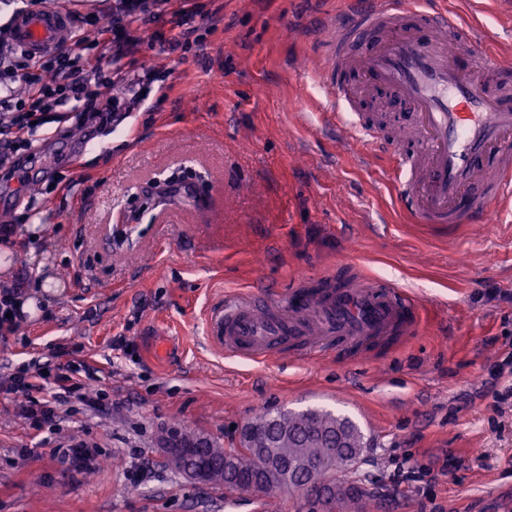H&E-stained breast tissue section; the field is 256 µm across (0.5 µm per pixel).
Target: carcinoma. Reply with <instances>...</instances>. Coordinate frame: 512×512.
Listing matches in <instances>:
<instances>
[{
	"mask_svg": "<svg viewBox=\"0 0 512 512\" xmlns=\"http://www.w3.org/2000/svg\"><path fill=\"white\" fill-rule=\"evenodd\" d=\"M249 429L265 448L255 449L248 443H241V447L251 452L250 467L229 482L225 481L224 471L221 470L224 456L229 451L237 454L239 449L222 448L212 439L202 447L199 440L201 432L187 426L179 428L176 434L184 448L194 450L198 461L215 466L218 479L211 487L222 489L229 495L261 493L266 497L270 496L271 492L262 493L251 486V483L253 476L267 469L275 457L282 460H309L318 465L323 473L335 476L343 462V457L336 449V441H342L345 450L351 453L367 447L365 435L354 421L323 408L275 413L264 410L256 415Z\"/></svg>",
	"mask_w": 512,
	"mask_h": 512,
	"instance_id": "obj_1",
	"label": "carcinoma"
}]
</instances>
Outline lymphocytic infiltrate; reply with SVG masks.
<instances>
[{"instance_id":"1","label":"lymphocytic infiltrate","mask_w":512,"mask_h":512,"mask_svg":"<svg viewBox=\"0 0 512 512\" xmlns=\"http://www.w3.org/2000/svg\"><path fill=\"white\" fill-rule=\"evenodd\" d=\"M169 0H114L107 26L96 15L78 19L69 44L41 55L12 45L0 48V175L14 178L20 170L19 153L35 154L31 134L46 124L52 114L65 110L80 115L83 126L104 125L112 114L129 112L144 97L142 87L125 84L115 92L114 76L122 60L135 47L129 27L137 21L159 24L158 38L179 47L196 29L197 11L192 7L169 10ZM97 30L93 57L78 53L86 41L87 27ZM111 77H104L105 69ZM103 85L111 95L104 106L93 102L95 85ZM0 389L22 395V412L41 443H49L54 433L58 405L75 398L88 401L93 390L90 380L75 378L70 367H44L36 373L19 370Z\"/></svg>"}]
</instances>
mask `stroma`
Segmentation results:
<instances>
[{"mask_svg": "<svg viewBox=\"0 0 512 512\" xmlns=\"http://www.w3.org/2000/svg\"><path fill=\"white\" fill-rule=\"evenodd\" d=\"M206 20L188 48L133 26L128 78L147 93L128 118L92 135L51 122L23 181L0 184V289L22 285L31 308L0 338V383L19 367L98 374L105 400L59 407L36 447L21 399L0 393V512H265V500L187 482L160 439L199 429L236 448L261 409L326 408L369 441L359 473L370 512H512V230L441 234L401 213L321 108L312 62L321 17L345 0H171ZM502 45L503 0H439ZM188 169L198 194L157 201L140 187ZM71 187L50 185L52 171ZM346 260L418 298V335L353 361L288 349L240 361L203 335L225 294L275 290ZM125 337L128 349L114 345ZM86 441L94 468L73 477L54 454ZM427 466L431 483L398 480Z\"/></svg>", "mask_w": 512, "mask_h": 512, "instance_id": "obj_1", "label": "stroma"}]
</instances>
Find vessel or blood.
<instances>
[{
  "label": "vessel or blood",
  "mask_w": 512,
  "mask_h": 512,
  "mask_svg": "<svg viewBox=\"0 0 512 512\" xmlns=\"http://www.w3.org/2000/svg\"><path fill=\"white\" fill-rule=\"evenodd\" d=\"M320 54L322 108L361 160L385 157L399 205L414 222L439 229L500 221L512 211V95L487 81L494 54L481 64L448 50L482 33L424 0H348L329 18ZM70 10L16 15L5 40L39 55L68 41ZM385 92L411 112L421 149L397 154L393 141L350 122L356 95ZM420 306L393 282L364 275L350 262L296 280L286 300L236 295L213 307L205 335L225 355L259 361L290 347L354 358L369 344L417 332Z\"/></svg>",
  "instance_id": "obj_1"
}]
</instances>
